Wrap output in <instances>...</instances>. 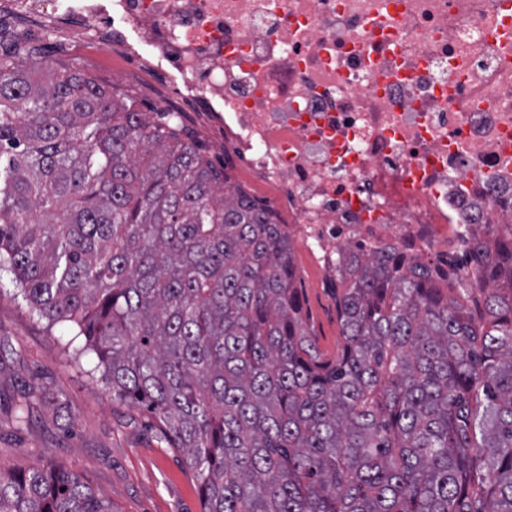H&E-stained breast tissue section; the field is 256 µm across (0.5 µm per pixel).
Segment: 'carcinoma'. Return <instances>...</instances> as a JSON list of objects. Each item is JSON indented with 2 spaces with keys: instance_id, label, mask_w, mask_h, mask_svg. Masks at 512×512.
Wrapping results in <instances>:
<instances>
[{
  "instance_id": "1",
  "label": "carcinoma",
  "mask_w": 512,
  "mask_h": 512,
  "mask_svg": "<svg viewBox=\"0 0 512 512\" xmlns=\"http://www.w3.org/2000/svg\"><path fill=\"white\" fill-rule=\"evenodd\" d=\"M1 43L0 268L152 415L202 512H512V229L475 225L455 296L401 246L338 255L329 356L288 225L173 113ZM0 512L113 509L72 471L0 467Z\"/></svg>"
}]
</instances>
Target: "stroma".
I'll list each match as a JSON object with an SVG mask.
<instances>
[{
	"mask_svg": "<svg viewBox=\"0 0 512 512\" xmlns=\"http://www.w3.org/2000/svg\"><path fill=\"white\" fill-rule=\"evenodd\" d=\"M0 19L19 43L44 44L45 68L72 63L93 76L111 65L104 52L39 41L27 20L9 12ZM292 248L319 346L335 351L343 338L327 276L300 238ZM72 335L68 326L50 328L32 314L12 274L0 272V465L25 470L54 461L110 496L116 512H202L183 455L155 431L144 408L113 401L90 374L94 355L66 351ZM28 388L44 393L47 403L19 430L13 416Z\"/></svg>",
	"mask_w": 512,
	"mask_h": 512,
	"instance_id": "35a3bbf8",
	"label": "stroma"
}]
</instances>
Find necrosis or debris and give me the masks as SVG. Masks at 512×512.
Masks as SVG:
<instances>
[{
  "label": "necrosis or debris",
  "mask_w": 512,
  "mask_h": 512,
  "mask_svg": "<svg viewBox=\"0 0 512 512\" xmlns=\"http://www.w3.org/2000/svg\"><path fill=\"white\" fill-rule=\"evenodd\" d=\"M186 102L247 195L272 193L322 269L356 243L447 258L512 224L506 0H5Z\"/></svg>",
  "instance_id": "1"
}]
</instances>
